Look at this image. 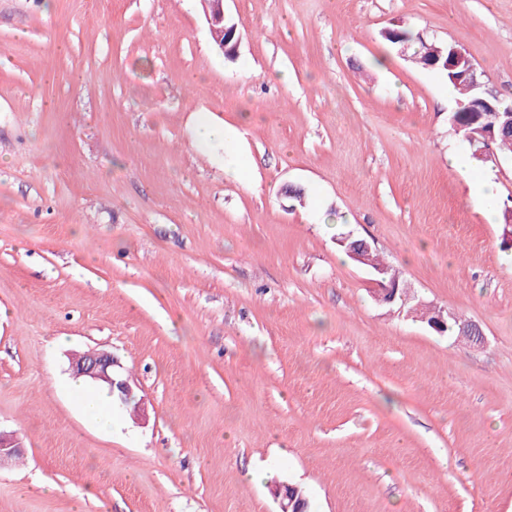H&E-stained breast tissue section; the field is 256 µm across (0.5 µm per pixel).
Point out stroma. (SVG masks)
<instances>
[{"label": "stroma", "mask_w": 512, "mask_h": 512, "mask_svg": "<svg viewBox=\"0 0 512 512\" xmlns=\"http://www.w3.org/2000/svg\"><path fill=\"white\" fill-rule=\"evenodd\" d=\"M224 9L231 59L198 0H0V512H277L276 483L311 512H512V248L468 185L512 199V157L452 168V88L382 37L454 43L512 102V0ZM90 350L134 400L109 431L71 390ZM340 244L346 248L347 255L358 264L368 263L367 258L372 248L370 243L363 238L354 236L352 233L347 234L340 240ZM371 262L375 267H386L395 274L391 265L379 260L373 252H371ZM387 271L383 268H378L373 276L375 284L379 287L377 288V299L383 303H392L399 292V288H404L399 286L398 280L394 278H389L386 275Z\"/></svg>", "instance_id": "obj_1"}]
</instances>
